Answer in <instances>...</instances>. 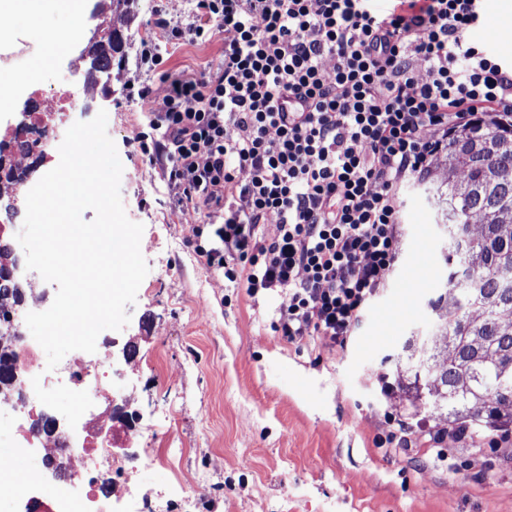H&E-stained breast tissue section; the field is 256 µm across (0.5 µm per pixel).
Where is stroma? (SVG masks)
Returning a JSON list of instances; mask_svg holds the SVG:
<instances>
[{"instance_id":"1","label":"stroma","mask_w":512,"mask_h":512,"mask_svg":"<svg viewBox=\"0 0 512 512\" xmlns=\"http://www.w3.org/2000/svg\"><path fill=\"white\" fill-rule=\"evenodd\" d=\"M196 0H84L80 21L44 10L38 28L14 21V40L0 61L19 79L0 110V140L28 121L40 91L56 89L75 104L58 111L46 100L44 121L68 129L108 115L107 133L123 165L121 196L132 221L143 224L141 253L149 272L129 324L100 333L122 398L112 446L125 457L112 479L116 512L130 499L163 512H512V447L499 431L479 438L445 433L443 413L399 385L396 363L406 338L433 333L428 306L445 283L444 242L416 181L400 190L403 223L399 262L388 287L368 310L358 336L342 351L320 342L288 343L270 328L288 296H249L207 268L192 246L201 210L171 200L161 165H149L134 139L146 128L131 98L143 40L166 46L149 74L162 99L163 73L191 76L217 64L224 36L207 42L168 41L164 23H189ZM123 34V56L109 74L87 79L89 47L112 29ZM45 31L66 32V54L48 69L36 65ZM427 243L424 264L414 248ZM407 424L411 445L393 454L379 440ZM443 431L440 447L431 433Z\"/></svg>"}]
</instances>
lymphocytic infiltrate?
<instances>
[{"instance_id": "lymphocytic-infiltrate-1", "label": "lymphocytic infiltrate", "mask_w": 512, "mask_h": 512, "mask_svg": "<svg viewBox=\"0 0 512 512\" xmlns=\"http://www.w3.org/2000/svg\"><path fill=\"white\" fill-rule=\"evenodd\" d=\"M483 0H197L175 40L224 35L195 77L165 75L149 163L202 209L195 250L248 295L287 292L289 343L346 347L399 259V190L450 127L512 122V64L467 40ZM333 66H326V59ZM160 138L149 141V131ZM276 216L267 230L268 216Z\"/></svg>"}]
</instances>
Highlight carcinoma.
<instances>
[{"label":"carcinoma","instance_id":"1","mask_svg":"<svg viewBox=\"0 0 512 512\" xmlns=\"http://www.w3.org/2000/svg\"><path fill=\"white\" fill-rule=\"evenodd\" d=\"M124 40L95 50L103 73ZM447 177L436 187L419 176L448 233L452 266L430 307L447 349L404 344L405 377L415 398L446 411L448 429L512 428V124L481 117L448 129L440 151ZM17 375L13 355L0 353V384Z\"/></svg>","mask_w":512,"mask_h":512}]
</instances>
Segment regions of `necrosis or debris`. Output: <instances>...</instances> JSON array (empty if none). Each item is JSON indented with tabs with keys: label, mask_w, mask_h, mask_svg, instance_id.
Listing matches in <instances>:
<instances>
[{
	"label": "necrosis or debris",
	"mask_w": 512,
	"mask_h": 512,
	"mask_svg": "<svg viewBox=\"0 0 512 512\" xmlns=\"http://www.w3.org/2000/svg\"><path fill=\"white\" fill-rule=\"evenodd\" d=\"M19 380L9 389L21 417L14 454L33 460L26 485L0 481V499L19 498L27 507L39 506L36 494L43 477L58 466H70L68 479L58 481L48 497L49 512H112V430L90 419L101 400H112V363L95 354H85L78 365L62 364L48 370L42 347L29 336L11 348ZM64 390L74 414L84 416L81 431L56 421L46 431L41 422L48 415L44 398L48 392Z\"/></svg>",
	"instance_id": "obj_1"
}]
</instances>
